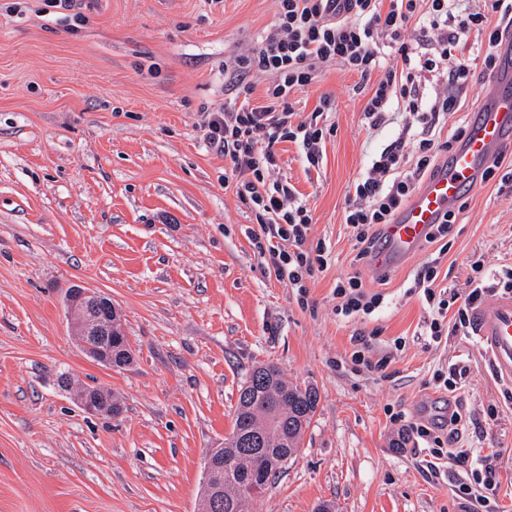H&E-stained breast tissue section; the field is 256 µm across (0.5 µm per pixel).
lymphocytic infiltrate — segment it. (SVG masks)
Segmentation results:
<instances>
[{"instance_id": "lymphocytic-infiltrate-1", "label": "lymphocytic infiltrate", "mask_w": 512, "mask_h": 512, "mask_svg": "<svg viewBox=\"0 0 512 512\" xmlns=\"http://www.w3.org/2000/svg\"><path fill=\"white\" fill-rule=\"evenodd\" d=\"M277 0L275 23L246 52L224 64V103L203 112L201 129L207 145L223 154L224 181L234 184L238 199L253 216L248 238L255 254L276 279L288 280L305 299V280L328 266L325 243L307 248L313 214L295 188L275 179L283 142L298 146L306 164L322 160L331 101L321 97L310 117H299L289 103L292 92L312 85L322 67L338 64L358 73L368 88L363 123L377 131L403 114L398 134L382 144L346 195L345 222L353 229L354 261L366 265L383 237V229L414 191L438 169L466 135L460 117L475 65L494 71L498 48L512 30V0ZM487 38L481 60L465 56L462 41L470 33ZM269 74L273 80L261 101L251 98L248 79ZM441 80L425 94L427 76ZM465 289L438 288L436 263L417 268L411 292L419 294L428 317L422 330L434 344L457 328L473 325L476 306L496 291H512V272L470 262ZM334 310L344 319H367L385 304L382 292L369 289L360 272L337 280ZM459 411L441 422H413L409 434L428 447L435 460L463 467L466 482L458 491L472 512H499L498 481L491 457L472 456L457 447Z\"/></svg>"}]
</instances>
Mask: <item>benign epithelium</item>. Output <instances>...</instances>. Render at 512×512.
Segmentation results:
<instances>
[{"label": "benign epithelium", "instance_id": "benign-epithelium-1", "mask_svg": "<svg viewBox=\"0 0 512 512\" xmlns=\"http://www.w3.org/2000/svg\"><path fill=\"white\" fill-rule=\"evenodd\" d=\"M68 307L77 321L75 335L85 350L112 366V345L102 347L99 342L112 339L117 324L112 320V299L92 288L78 286L66 295ZM77 403L87 412L112 416V399L91 388L81 387L75 392Z\"/></svg>", "mask_w": 512, "mask_h": 512}]
</instances>
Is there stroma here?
<instances>
[{
	"label": "stroma",
	"mask_w": 512,
	"mask_h": 512,
	"mask_svg": "<svg viewBox=\"0 0 512 512\" xmlns=\"http://www.w3.org/2000/svg\"><path fill=\"white\" fill-rule=\"evenodd\" d=\"M275 0H95L60 21L51 0H0V512H199L204 456L232 430L238 390L272 363L319 395L301 450L251 512H458L464 470H431L404 441L407 418L462 406L459 442L495 455L499 508L512 512V382L464 329L425 345L426 311L405 292L418 266L438 263L441 287H463L466 260L512 269V190L482 184L457 214L449 249L423 248L380 282L357 268L345 194L372 143L360 77L324 67L294 94L297 112L331 108L323 159L307 168L276 147L278 179L309 203L307 241L332 248L300 304L247 236L253 216L224 185L226 162L203 139L205 109L224 103V61L276 18ZM361 272L387 298L364 323L334 312L337 278ZM83 284L109 296L134 351L123 368L82 351L64 295ZM376 331L390 357L367 370L350 359L357 330ZM469 373L454 395L437 369ZM75 386L111 391L117 417L85 413Z\"/></svg>",
	"instance_id": "stroma-1"
}]
</instances>
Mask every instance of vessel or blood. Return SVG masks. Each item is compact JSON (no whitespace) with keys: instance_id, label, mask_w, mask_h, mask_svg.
<instances>
[{"instance_id":"vessel-or-blood-1","label":"vessel or blood","mask_w":512,"mask_h":512,"mask_svg":"<svg viewBox=\"0 0 512 512\" xmlns=\"http://www.w3.org/2000/svg\"><path fill=\"white\" fill-rule=\"evenodd\" d=\"M500 53L507 65L474 105L465 139L386 225L385 238L372 259L376 270L389 271L414 256L444 214L479 191L482 172L502 147L512 144V44L503 43ZM474 321L499 377L512 381V295L477 308Z\"/></svg>"}]
</instances>
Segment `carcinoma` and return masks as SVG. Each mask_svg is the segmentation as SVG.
<instances>
[{"label": "carcinoma", "instance_id": "cac0c4a2", "mask_svg": "<svg viewBox=\"0 0 512 512\" xmlns=\"http://www.w3.org/2000/svg\"><path fill=\"white\" fill-rule=\"evenodd\" d=\"M112 360L117 366L134 360L127 336L112 335ZM318 404L314 388L287 382L276 365L255 367L240 386L232 431L214 449L201 512H249L252 488L265 491L297 455Z\"/></svg>", "mask_w": 512, "mask_h": 512}]
</instances>
